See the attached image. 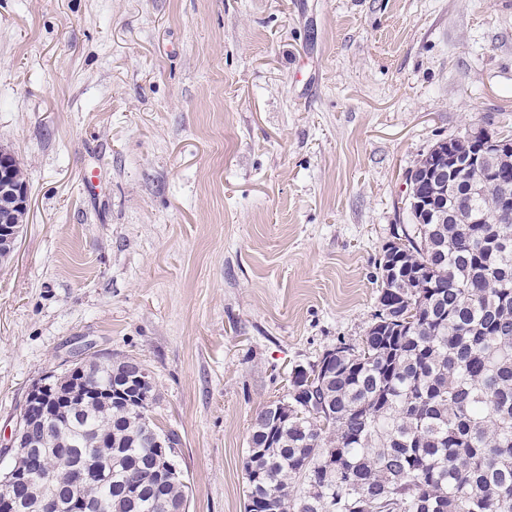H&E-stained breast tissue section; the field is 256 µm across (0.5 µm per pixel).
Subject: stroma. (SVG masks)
I'll list each match as a JSON object with an SVG mask.
<instances>
[{
	"label": "stroma",
	"instance_id": "35a3bbf8",
	"mask_svg": "<svg viewBox=\"0 0 512 512\" xmlns=\"http://www.w3.org/2000/svg\"><path fill=\"white\" fill-rule=\"evenodd\" d=\"M512 131V0H0V464L81 349L148 370L188 512H245L256 414L377 309L406 178ZM29 190L26 181L20 184H5L1 191L0 186V207L6 209L19 206L28 209Z\"/></svg>",
	"mask_w": 512,
	"mask_h": 512
}]
</instances>
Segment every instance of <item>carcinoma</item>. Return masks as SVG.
Wrapping results in <instances>:
<instances>
[{
    "mask_svg": "<svg viewBox=\"0 0 512 512\" xmlns=\"http://www.w3.org/2000/svg\"><path fill=\"white\" fill-rule=\"evenodd\" d=\"M496 169L481 191L464 177L458 220L412 223L396 239L401 272L381 277L378 304L389 310L383 333L373 325L315 391L286 395L288 418L276 431L267 420L277 403L255 417L244 463L249 512H512V134L492 136ZM444 161L434 150L416 162L407 181ZM89 393L112 387L109 364L69 370ZM136 410L123 402L72 400L35 426L39 447L31 468L39 477L73 458L97 468L65 499L88 512H170L188 501V485L160 484L157 460L169 448H148L144 434L161 432L156 401Z\"/></svg>",
    "mask_w": 512,
    "mask_h": 512,
    "instance_id": "1",
    "label": "carcinoma"
}]
</instances>
